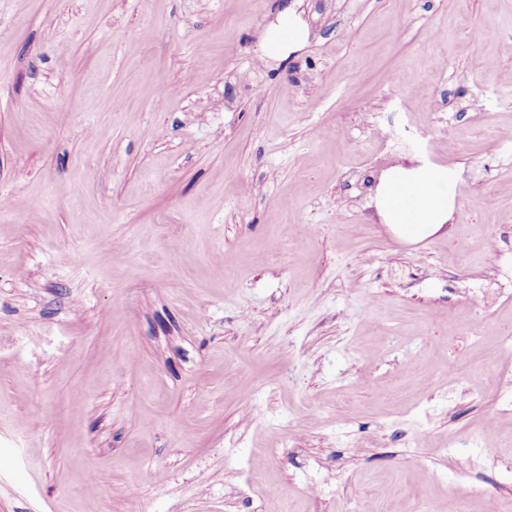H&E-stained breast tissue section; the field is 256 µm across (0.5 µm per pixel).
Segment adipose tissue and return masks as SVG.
I'll list each match as a JSON object with an SVG mask.
<instances>
[{
	"instance_id": "adipose-tissue-1",
	"label": "adipose tissue",
	"mask_w": 512,
	"mask_h": 512,
	"mask_svg": "<svg viewBox=\"0 0 512 512\" xmlns=\"http://www.w3.org/2000/svg\"><path fill=\"white\" fill-rule=\"evenodd\" d=\"M308 33L298 18L282 11L261 40V61H286L290 52L306 44ZM447 168H395L379 181L375 205L384 223L403 240L416 242L439 232L453 214L448 195Z\"/></svg>"
}]
</instances>
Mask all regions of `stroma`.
Returning a JSON list of instances; mask_svg holds the SVG:
<instances>
[{"label": "stroma", "mask_w": 512, "mask_h": 512, "mask_svg": "<svg viewBox=\"0 0 512 512\" xmlns=\"http://www.w3.org/2000/svg\"><path fill=\"white\" fill-rule=\"evenodd\" d=\"M1 197L0 512H512V0H0ZM308 33L304 25L288 8L282 11L276 24H271L261 40L262 62L288 59L290 52L306 44ZM448 167L395 168L379 181L375 205L385 224L403 240L416 242L439 232L452 219Z\"/></svg>", "instance_id": "35a3bbf8"}]
</instances>
